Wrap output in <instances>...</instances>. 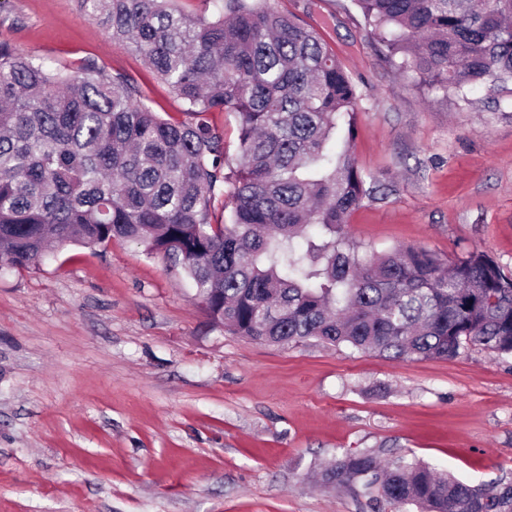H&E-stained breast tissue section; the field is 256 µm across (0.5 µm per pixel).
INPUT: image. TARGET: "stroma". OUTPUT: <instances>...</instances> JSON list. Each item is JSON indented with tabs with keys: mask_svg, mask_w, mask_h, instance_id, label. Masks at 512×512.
Here are the masks:
<instances>
[{
	"mask_svg": "<svg viewBox=\"0 0 512 512\" xmlns=\"http://www.w3.org/2000/svg\"><path fill=\"white\" fill-rule=\"evenodd\" d=\"M320 30L363 94L352 154L377 193L359 252H487L512 273V99L473 105L394 67L355 0H274ZM0 43L181 102L77 0H0ZM372 449L472 484L512 482V356L393 359L214 327L183 269L140 244L71 245L0 270V512H372L321 485Z\"/></svg>",
	"mask_w": 512,
	"mask_h": 512,
	"instance_id": "obj_1",
	"label": "stroma"
}]
</instances>
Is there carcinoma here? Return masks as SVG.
<instances>
[{"label": "carcinoma", "instance_id": "obj_1", "mask_svg": "<svg viewBox=\"0 0 512 512\" xmlns=\"http://www.w3.org/2000/svg\"><path fill=\"white\" fill-rule=\"evenodd\" d=\"M187 13L176 0H78L184 104L161 114L125 75L52 69L0 44V268L51 248L133 241L180 265L217 327L389 358L512 355V274L485 251L359 254L370 196L350 151L362 94L318 30L267 0ZM399 68L463 101L512 94V0H357ZM238 118L235 165L205 115ZM224 223L213 222L224 185ZM373 509L512 512V484L471 485L416 460L343 452L321 473Z\"/></svg>", "mask_w": 512, "mask_h": 512}]
</instances>
